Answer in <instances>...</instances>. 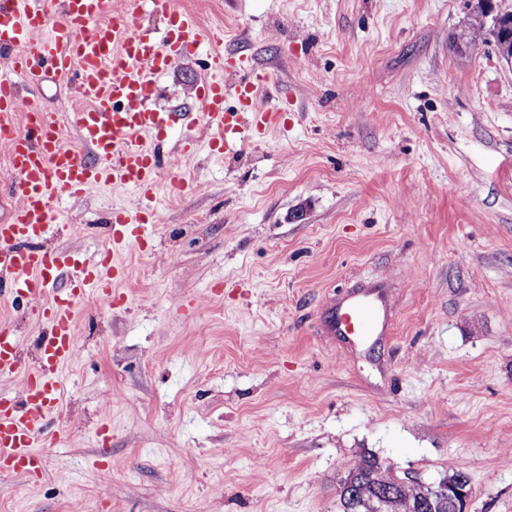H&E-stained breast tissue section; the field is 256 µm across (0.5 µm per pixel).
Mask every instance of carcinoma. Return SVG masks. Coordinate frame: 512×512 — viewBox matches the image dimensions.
<instances>
[{
  "instance_id": "1",
  "label": "carcinoma",
  "mask_w": 512,
  "mask_h": 512,
  "mask_svg": "<svg viewBox=\"0 0 512 512\" xmlns=\"http://www.w3.org/2000/svg\"><path fill=\"white\" fill-rule=\"evenodd\" d=\"M493 40L485 15L477 14L454 35L453 45L469 51ZM381 469L377 459L368 457L350 473L341 493L343 512H457V501L438 495L433 487L393 480Z\"/></svg>"
}]
</instances>
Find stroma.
<instances>
[{
  "instance_id": "stroma-1",
  "label": "stroma",
  "mask_w": 512,
  "mask_h": 512,
  "mask_svg": "<svg viewBox=\"0 0 512 512\" xmlns=\"http://www.w3.org/2000/svg\"><path fill=\"white\" fill-rule=\"evenodd\" d=\"M269 75L274 129L214 153L195 98L207 51L160 76V224L86 294L61 439L0 512H342L371 455L388 476H468L467 512H512V66L457 54L466 0H173ZM62 119L77 84L20 85ZM196 138L192 153L176 148ZM186 183L176 190L174 180ZM126 189L52 204L50 244L94 262ZM390 291V336L357 354L319 335L327 299ZM23 364L45 327L0 301ZM110 434L109 480L95 466Z\"/></svg>"
}]
</instances>
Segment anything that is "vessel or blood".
Returning a JSON list of instances; mask_svg holds the SVG:
<instances>
[{
	"mask_svg": "<svg viewBox=\"0 0 512 512\" xmlns=\"http://www.w3.org/2000/svg\"><path fill=\"white\" fill-rule=\"evenodd\" d=\"M59 16H51L45 0H0V142L9 147L8 174L18 201L11 221L0 224V296H23L32 315L47 324L48 333L33 365L23 366L7 328H0V379L21 380V402L0 397V468L39 477L41 447L54 443L48 429L60 415L64 383L60 370L76 356L74 316L87 292L99 303L112 304V287L123 276L119 260L89 266L74 252L48 248L53 223L52 203L77 196L103 183L132 189L126 205L112 216L118 243L133 241V226L157 224L153 206L160 155L157 135L183 121L184 113L161 112L151 105L157 76L200 45L196 23L187 13L171 10L162 36L139 28L140 0H122L110 21H103L105 0H61ZM210 56L211 76L197 87L201 115L212 131V148H223L228 118L224 98L239 97L243 110L236 121L247 130L278 125L281 112L263 95L267 78L241 69L227 81L228 69L219 46ZM59 82L78 76L87 107L69 113L68 123L95 156L88 163L75 149L62 145L54 113L21 95L19 82L39 84L46 75ZM64 293L47 296L58 281ZM384 290L369 287L327 305L320 312L327 335L351 346L375 343L388 330Z\"/></svg>",
	"mask_w": 512,
	"mask_h": 512,
	"instance_id": "1",
	"label": "vessel or blood"
}]
</instances>
